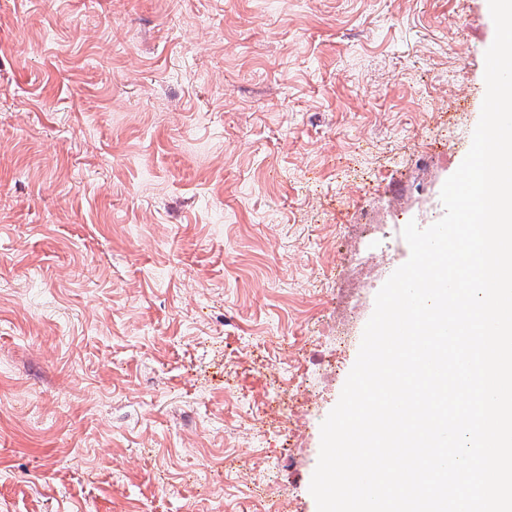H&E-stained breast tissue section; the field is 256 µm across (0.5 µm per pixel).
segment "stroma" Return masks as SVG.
<instances>
[{
  "label": "stroma",
  "instance_id": "35a3bbf8",
  "mask_svg": "<svg viewBox=\"0 0 512 512\" xmlns=\"http://www.w3.org/2000/svg\"><path fill=\"white\" fill-rule=\"evenodd\" d=\"M488 0H0V512H317L342 244L429 223ZM461 82H453V75ZM206 472L213 492L196 480ZM355 219L360 239L381 240L389 235V224H384L380 211L374 204H369L358 208L355 212Z\"/></svg>",
  "mask_w": 512,
  "mask_h": 512
}]
</instances>
